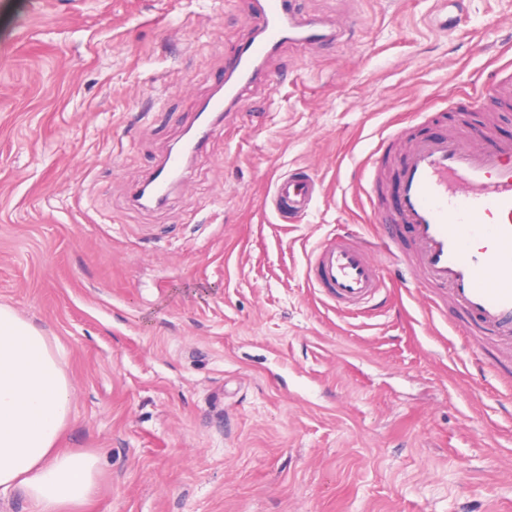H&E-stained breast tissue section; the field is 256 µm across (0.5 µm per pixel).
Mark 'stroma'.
<instances>
[{
  "label": "stroma",
  "instance_id": "obj_1",
  "mask_svg": "<svg viewBox=\"0 0 512 512\" xmlns=\"http://www.w3.org/2000/svg\"><path fill=\"white\" fill-rule=\"evenodd\" d=\"M340 27L270 57L166 203L141 185L251 28V0H0V304L56 338L73 388L61 448L97 460L83 512H512V346L472 332L372 251L385 300L308 287L336 229L375 231L409 141L512 139V0H297ZM284 174L322 188L278 215Z\"/></svg>",
  "mask_w": 512,
  "mask_h": 512
}]
</instances>
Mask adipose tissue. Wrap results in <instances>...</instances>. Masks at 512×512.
<instances>
[{"instance_id":"ef3b65f1","label":"adipose tissue","mask_w":512,"mask_h":512,"mask_svg":"<svg viewBox=\"0 0 512 512\" xmlns=\"http://www.w3.org/2000/svg\"><path fill=\"white\" fill-rule=\"evenodd\" d=\"M64 354L0 304V492L22 490L31 512H77L98 487L92 455L58 448L71 416Z\"/></svg>"}]
</instances>
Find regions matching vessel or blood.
<instances>
[{"instance_id": "obj_1", "label": "vessel or blood", "mask_w": 512, "mask_h": 512, "mask_svg": "<svg viewBox=\"0 0 512 512\" xmlns=\"http://www.w3.org/2000/svg\"><path fill=\"white\" fill-rule=\"evenodd\" d=\"M295 0H254L251 31L224 59V81L208 108L224 112L244 104L266 59L289 42L330 43L333 31L294 8ZM483 146L454 134L413 141L399 162L396 206L375 212L384 245L409 234L421 247L417 278L448 289L474 328L512 339V141L492 129ZM185 158L168 154L154 177V196L165 200L183 172ZM321 193L313 178H278L271 190L281 215L306 213ZM306 278L324 302L338 310L370 308L384 286L367 245L342 231L309 254Z\"/></svg>"}]
</instances>
